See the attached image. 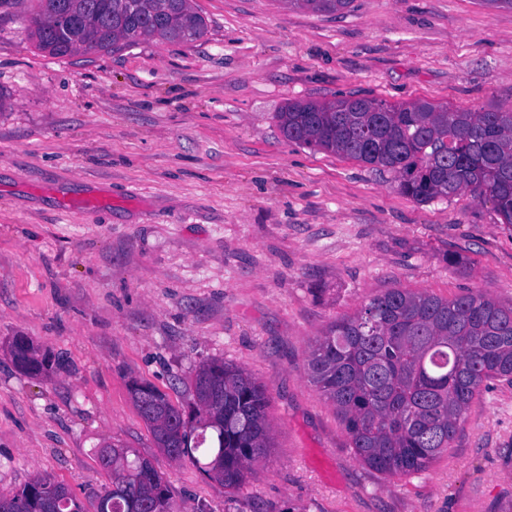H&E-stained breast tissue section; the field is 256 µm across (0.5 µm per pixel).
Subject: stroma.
Here are the masks:
<instances>
[{
  "mask_svg": "<svg viewBox=\"0 0 512 512\" xmlns=\"http://www.w3.org/2000/svg\"><path fill=\"white\" fill-rule=\"evenodd\" d=\"M192 43L54 58L0 19V497L36 474L87 512L105 442L149 458L174 512H512V383L471 403L429 470L354 455L309 379L317 336L389 288L512 307V225L469 194L419 204L392 172L287 141L294 100L512 108V8L482 0H190ZM95 195L101 206L66 209ZM50 364L17 366L14 337ZM247 369L273 448L230 490L158 448L129 386L193 400L199 367ZM291 5L318 12L336 13L347 9L352 0H289Z\"/></svg>",
  "mask_w": 512,
  "mask_h": 512,
  "instance_id": "35a3bbf8",
  "label": "stroma"
}]
</instances>
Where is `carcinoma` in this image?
I'll use <instances>...</instances> for the list:
<instances>
[{
  "label": "carcinoma",
  "instance_id": "1",
  "mask_svg": "<svg viewBox=\"0 0 512 512\" xmlns=\"http://www.w3.org/2000/svg\"><path fill=\"white\" fill-rule=\"evenodd\" d=\"M30 18L34 47L53 57L88 46L115 52L142 39H200L205 18L186 0H37ZM336 13L352 0H289ZM285 138L395 173L401 194L417 203L468 193L488 198L503 224H512V109L456 110L426 100L392 104L361 97L288 103L275 114ZM11 351L18 366L47 365L24 336ZM309 375L332 402L355 456L389 476L427 470L448 452L460 421L481 387L512 382V308L484 292L451 299L393 288L316 337ZM186 412L149 383L132 382L134 406L155 442H165L169 419H181L174 459L187 458L210 478L239 488L272 448L266 388L247 370L211 361L194 383ZM111 486L96 495V512L128 509L173 512L170 492L152 463L125 448L98 451ZM68 487L34 476L0 512H70Z\"/></svg>",
  "mask_w": 512,
  "mask_h": 512
}]
</instances>
